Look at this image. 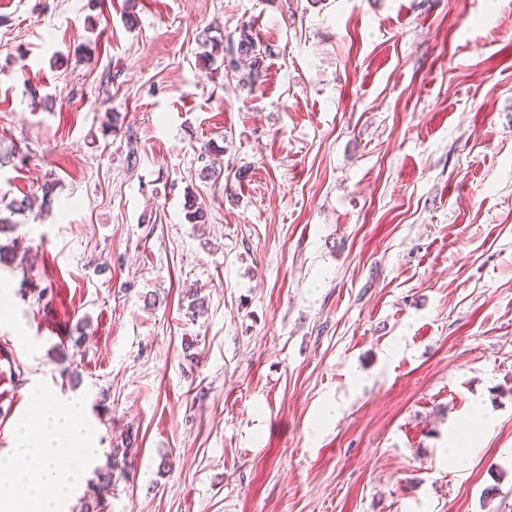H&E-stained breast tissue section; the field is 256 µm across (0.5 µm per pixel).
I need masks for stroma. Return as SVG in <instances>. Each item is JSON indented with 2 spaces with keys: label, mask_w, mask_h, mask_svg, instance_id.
Returning a JSON list of instances; mask_svg holds the SVG:
<instances>
[{
  "label": "stroma",
  "mask_w": 512,
  "mask_h": 512,
  "mask_svg": "<svg viewBox=\"0 0 512 512\" xmlns=\"http://www.w3.org/2000/svg\"><path fill=\"white\" fill-rule=\"evenodd\" d=\"M0 217L104 512H512V0H0ZM254 40L251 31L241 27L236 52L240 57L250 59L252 66L257 65V68H259L262 56H260V50H257V44ZM121 455L122 459L120 460L119 448H113L112 469L110 473H104L103 476L100 477L99 482L92 483L91 487H88L79 507L80 512H98L104 508L100 500L101 491L112 489L114 480L123 478L126 474L128 448H124Z\"/></svg>",
  "instance_id": "obj_1"
}]
</instances>
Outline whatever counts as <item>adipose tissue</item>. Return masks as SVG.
<instances>
[{"mask_svg": "<svg viewBox=\"0 0 512 512\" xmlns=\"http://www.w3.org/2000/svg\"><path fill=\"white\" fill-rule=\"evenodd\" d=\"M32 399L38 419L21 423L14 448L0 455V512H68L95 450L75 402L42 391Z\"/></svg>", "mask_w": 512, "mask_h": 512, "instance_id": "adipose-tissue-1", "label": "adipose tissue"}]
</instances>
